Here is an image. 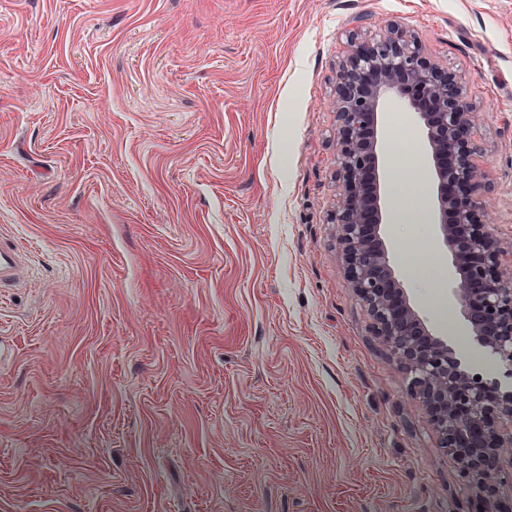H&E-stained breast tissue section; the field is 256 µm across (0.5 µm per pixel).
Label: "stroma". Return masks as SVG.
<instances>
[{"instance_id": "35a3bbf8", "label": "stroma", "mask_w": 512, "mask_h": 512, "mask_svg": "<svg viewBox=\"0 0 512 512\" xmlns=\"http://www.w3.org/2000/svg\"><path fill=\"white\" fill-rule=\"evenodd\" d=\"M362 25H355V18ZM396 22L465 78L512 239V0H0V512H485L345 284L335 63ZM384 169H434L382 110ZM382 237L468 339L435 212ZM19 254L9 246H0V286L4 282L19 280L24 270L19 262Z\"/></svg>"}]
</instances>
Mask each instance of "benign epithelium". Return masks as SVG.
Returning a JSON list of instances; mask_svg holds the SVG:
<instances>
[{
	"instance_id": "benign-epithelium-1",
	"label": "benign epithelium",
	"mask_w": 512,
	"mask_h": 512,
	"mask_svg": "<svg viewBox=\"0 0 512 512\" xmlns=\"http://www.w3.org/2000/svg\"><path fill=\"white\" fill-rule=\"evenodd\" d=\"M336 176L342 191L331 223L348 287L367 308L380 336L410 377L411 389L448 461L491 512H512L497 500L504 459L512 463V387L476 379L463 356L431 333L397 282L381 236L382 208L369 199L366 173L378 174V110L389 96L407 102L422 128L435 168L437 236L455 269L452 294L473 340L512 377V261L491 228L485 199L492 190L476 158L479 112L456 73L448 71L409 29L389 23L377 38L350 34L336 62Z\"/></svg>"
}]
</instances>
